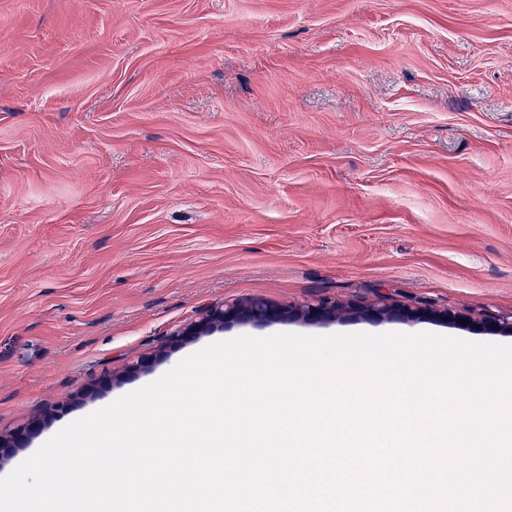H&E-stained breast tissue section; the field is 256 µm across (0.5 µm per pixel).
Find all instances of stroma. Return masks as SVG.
Wrapping results in <instances>:
<instances>
[{"label":"stroma","instance_id":"1","mask_svg":"<svg viewBox=\"0 0 512 512\" xmlns=\"http://www.w3.org/2000/svg\"><path fill=\"white\" fill-rule=\"evenodd\" d=\"M255 298L337 315L171 342ZM384 300L512 316V0H0V473L222 339L512 344ZM367 315L376 319H395L408 316L416 319H437L443 322H460L465 317L458 311L444 309L442 311L435 310L431 307H417L415 309L402 308L396 305L383 304L373 307Z\"/></svg>","mask_w":512,"mask_h":512}]
</instances>
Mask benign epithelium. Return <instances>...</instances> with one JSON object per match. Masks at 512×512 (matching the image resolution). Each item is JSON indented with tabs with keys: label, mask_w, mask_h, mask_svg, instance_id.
<instances>
[{
	"label": "benign epithelium",
	"mask_w": 512,
	"mask_h": 512,
	"mask_svg": "<svg viewBox=\"0 0 512 512\" xmlns=\"http://www.w3.org/2000/svg\"><path fill=\"white\" fill-rule=\"evenodd\" d=\"M293 315L302 316L308 320H318L336 315V307L326 303L305 304L298 308L288 309L274 305L273 303L256 298L247 306L237 304H224L220 307L211 308L207 311L206 317L195 324L181 327L171 334V340L176 342L188 336H197L205 329L214 325H222L230 319L247 318L254 321H270ZM368 316L376 319H395L408 316L416 319H437L443 322H458L463 315L455 310H435L431 307H417L415 309L402 308L396 305L383 304L372 308ZM480 329L488 334H497L507 329L512 330V321L504 320L497 316L486 317L480 325ZM38 428L37 422H32L27 428L19 429L10 435L0 434V450L3 448H16L23 437L32 433Z\"/></svg>",
	"instance_id": "benign-epithelium-1"
}]
</instances>
